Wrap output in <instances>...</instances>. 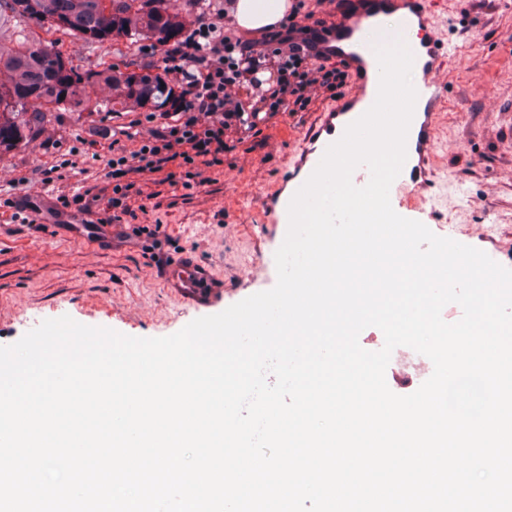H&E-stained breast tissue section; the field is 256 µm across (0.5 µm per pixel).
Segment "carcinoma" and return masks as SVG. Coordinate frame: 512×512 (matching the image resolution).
I'll return each mask as SVG.
<instances>
[{"label": "carcinoma", "mask_w": 512, "mask_h": 512, "mask_svg": "<svg viewBox=\"0 0 512 512\" xmlns=\"http://www.w3.org/2000/svg\"><path fill=\"white\" fill-rule=\"evenodd\" d=\"M196 0L175 11L169 0H0V156L44 129L52 112H169L178 86L168 79L178 46L196 18ZM68 32L88 45L124 43L122 64L84 67L52 42L29 43L32 28Z\"/></svg>", "instance_id": "carcinoma-1"}]
</instances>
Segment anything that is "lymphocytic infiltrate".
<instances>
[{
	"label": "lymphocytic infiltrate",
	"mask_w": 512,
	"mask_h": 512,
	"mask_svg": "<svg viewBox=\"0 0 512 512\" xmlns=\"http://www.w3.org/2000/svg\"><path fill=\"white\" fill-rule=\"evenodd\" d=\"M290 2L288 14L258 39L232 35L235 0H224L222 11L192 25L177 49L182 108L163 113L160 125L133 152L113 149L111 190L90 186L60 197L63 209L102 211L107 223H124L127 199L140 192L136 174L158 173L185 189L203 186L205 170L223 164L233 139H245L280 110L292 115L305 110L312 93L344 80L337 67L308 65L295 40L305 0Z\"/></svg>",
	"instance_id": "f902f5d3"
}]
</instances>
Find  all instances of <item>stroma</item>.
<instances>
[{
    "instance_id": "1",
    "label": "stroma",
    "mask_w": 512,
    "mask_h": 512,
    "mask_svg": "<svg viewBox=\"0 0 512 512\" xmlns=\"http://www.w3.org/2000/svg\"><path fill=\"white\" fill-rule=\"evenodd\" d=\"M439 21L455 34L456 53L445 78L429 228L485 252L500 245L495 262L512 268V139L501 128L504 115H512V0H445ZM59 46L85 65L120 64L127 55L122 44L88 46L66 35ZM329 101L318 92L306 111L260 125L192 193L161 182L159 174H138L134 225L162 222L161 253L193 254L223 275L232 285L225 305L272 289L274 251L263 265L254 263L259 200L279 177L298 130ZM132 125L143 137L154 129L141 112H54L38 138L0 157V345L65 315L141 338L172 335L198 318L170 297L140 244L91 253L64 232L30 229L25 212L3 204L106 186L112 140ZM43 169L62 173V180L42 184Z\"/></svg>"
}]
</instances>
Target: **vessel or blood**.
<instances>
[{
    "mask_svg": "<svg viewBox=\"0 0 512 512\" xmlns=\"http://www.w3.org/2000/svg\"><path fill=\"white\" fill-rule=\"evenodd\" d=\"M435 3L436 0H333L331 9L336 19L332 24L298 33L297 40L306 51L308 63L340 68L349 79V87L302 130L298 151L289 157L277 185L262 196L264 241H284L290 200L314 172L327 147L374 104L379 88L375 47L393 30L414 55L412 84L417 99L406 142L407 160L391 191L398 196L400 207L426 215V193L434 178L440 104L446 90L441 76L455 56L453 39L442 32L434 19ZM68 222L73 238L90 241L100 250L116 249L131 235L129 225L100 224L84 213L69 215ZM159 267L165 288L178 300L198 310L223 303L228 291L226 280L192 256H170Z\"/></svg>",
    "mask_w": 512,
    "mask_h": 512,
    "instance_id": "1",
    "label": "vessel or blood"
}]
</instances>
